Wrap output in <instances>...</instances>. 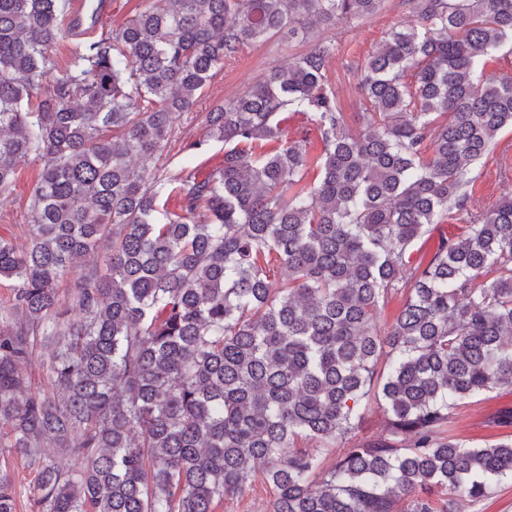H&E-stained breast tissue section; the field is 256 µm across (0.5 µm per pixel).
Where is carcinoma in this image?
Segmentation results:
<instances>
[{
	"label": "carcinoma",
	"instance_id": "carcinoma-1",
	"mask_svg": "<svg viewBox=\"0 0 512 512\" xmlns=\"http://www.w3.org/2000/svg\"><path fill=\"white\" fill-rule=\"evenodd\" d=\"M384 2L158 0L43 94L67 0H0V193L22 160L42 162L27 245L0 237V448L35 473L37 512H212L256 474L273 512H395L401 497L455 512L512 480V435L474 448L447 430L512 388V198L473 213L468 191L512 127V76L475 77L512 40V0H407L414 22L360 74L354 130L317 42L208 113L207 136L236 143L214 172L137 165L243 46ZM307 112L316 157L308 132L288 139V114ZM163 192L182 214L160 218ZM453 209L466 229L415 264ZM73 272L70 319L58 291ZM39 348L51 389L31 393ZM372 400L386 435L325 464ZM17 498L0 468V512Z\"/></svg>",
	"mask_w": 512,
	"mask_h": 512
}]
</instances>
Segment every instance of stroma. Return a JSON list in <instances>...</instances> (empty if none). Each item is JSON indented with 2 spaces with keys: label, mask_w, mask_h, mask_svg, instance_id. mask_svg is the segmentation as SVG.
I'll use <instances>...</instances> for the list:
<instances>
[{
  "label": "stroma",
  "mask_w": 512,
  "mask_h": 512,
  "mask_svg": "<svg viewBox=\"0 0 512 512\" xmlns=\"http://www.w3.org/2000/svg\"><path fill=\"white\" fill-rule=\"evenodd\" d=\"M114 2L111 21L92 24L88 38L94 40L111 31L144 5L143 0ZM410 19L408 0H387L385 6L371 16L333 25L321 24L301 38L291 39L280 34L244 46L235 61L217 71L195 105L177 117L172 136L161 155L152 160L151 169L169 175L187 168L205 175L221 166L225 145L207 138V113L223 105L226 99L243 94L271 71L295 61L318 41L333 46L327 62L328 83L348 127H357L362 110L358 76L368 55L389 30L407 24ZM85 39L64 36L53 45L51 54L59 69H66L73 52ZM41 171L40 160L29 158L20 163L13 186L0 195V236L25 243L31 222L30 202ZM473 176L469 189L472 209H487L512 194V128L501 132L495 148L476 164ZM508 409H512V389L487 391L461 407L448 430L454 438L472 447L496 443L503 436L512 435V425L500 426L494 422L497 415ZM212 509L213 512H272V494L258 478L242 494L215 500Z\"/></svg>",
  "instance_id": "stroma-1"
}]
</instances>
